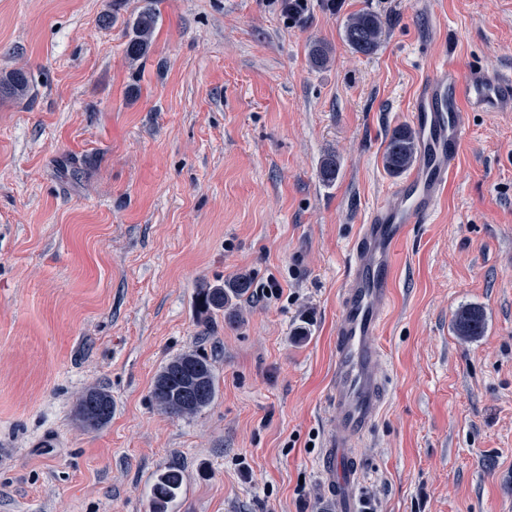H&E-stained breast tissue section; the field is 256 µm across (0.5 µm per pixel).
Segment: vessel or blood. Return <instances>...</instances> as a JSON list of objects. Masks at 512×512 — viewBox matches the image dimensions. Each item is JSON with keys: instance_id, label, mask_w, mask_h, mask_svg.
Instances as JSON below:
<instances>
[{"instance_id": "obj_1", "label": "vessel or blood", "mask_w": 512, "mask_h": 512, "mask_svg": "<svg viewBox=\"0 0 512 512\" xmlns=\"http://www.w3.org/2000/svg\"><path fill=\"white\" fill-rule=\"evenodd\" d=\"M472 112H512V72L479 68L463 76L454 62L440 61L411 102L417 161L369 209L356 238L336 321L332 429L320 460L341 512H357L355 459L384 401L387 368L376 338L388 310L397 247L411 227L431 220L444 198Z\"/></svg>"}]
</instances>
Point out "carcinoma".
<instances>
[{"mask_svg":"<svg viewBox=\"0 0 512 512\" xmlns=\"http://www.w3.org/2000/svg\"><path fill=\"white\" fill-rule=\"evenodd\" d=\"M158 15L152 8L138 14L132 24V35L125 46L126 57L135 63L146 57L152 43ZM384 35L381 18L368 12L350 14L342 27L341 36L350 48L360 54L370 55L378 48ZM310 62L325 65L329 59L326 45L314 42L309 50ZM30 90L27 72L16 69L0 79V96L22 99ZM417 144L407 125L393 129L388 137L382 156L384 169L396 176L409 169L416 159ZM340 162L333 154L327 155L320 164L322 181L336 180ZM252 288L248 274L239 273L224 284L200 289L198 302L201 315L210 317L215 311H226L247 295ZM457 334L465 338L480 336L484 332L485 317L478 307H465L455 317ZM217 395L216 377L211 363L197 352H185L171 358L158 372L151 390L152 401L164 412L190 417L208 407ZM78 415L85 426L98 429L112 418V396L98 387L84 391L78 403ZM183 483L180 467L170 465L158 473L152 485L150 512H167V504L176 498Z\"/></svg>","mask_w":512,"mask_h":512,"instance_id":"cac0c4a2","label":"carcinoma"}]
</instances>
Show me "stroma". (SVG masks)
I'll list each match as a JSON object with an SVG mask.
<instances>
[{
  "mask_svg": "<svg viewBox=\"0 0 512 512\" xmlns=\"http://www.w3.org/2000/svg\"><path fill=\"white\" fill-rule=\"evenodd\" d=\"M363 11L385 23L369 56L341 37ZM445 56L512 71V0H306L296 17L282 0H0V77L31 80L0 99V512H149L174 461L168 512H337L319 462L350 248L396 181L387 138ZM241 272L249 297L201 321L199 288ZM468 305L486 317L471 340L453 330ZM379 343L388 395L357 505L512 512V112L469 113ZM188 351L218 393L176 417L150 391ZM90 387L113 402L97 430L76 417ZM158 15L153 8L143 10L134 20L129 40L125 46L126 57L130 62H138L146 57L152 43ZM30 90V79L27 72L16 69L0 79V96L2 98L22 99ZM183 483L180 467L169 465L158 473L152 485L150 512H167V504L176 498Z\"/></svg>",
  "mask_w": 512,
  "mask_h": 512,
  "instance_id": "stroma-1",
  "label": "stroma"
}]
</instances>
